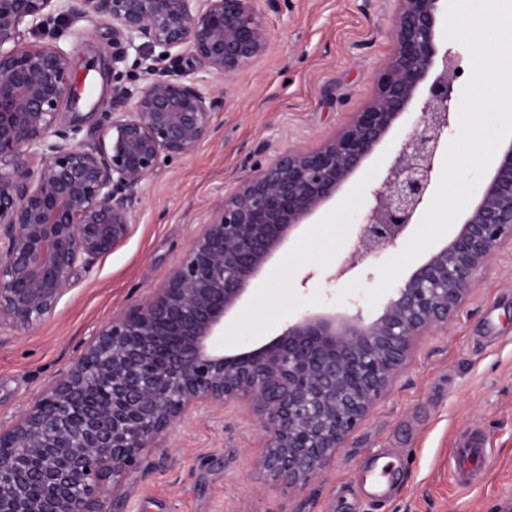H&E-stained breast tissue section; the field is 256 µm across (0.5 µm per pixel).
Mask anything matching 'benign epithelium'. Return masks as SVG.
I'll return each instance as SVG.
<instances>
[{"label": "benign epithelium", "instance_id": "obj_1", "mask_svg": "<svg viewBox=\"0 0 512 512\" xmlns=\"http://www.w3.org/2000/svg\"><path fill=\"white\" fill-rule=\"evenodd\" d=\"M254 2L0 0V329H27L55 311L79 270L130 237L137 189L160 159L193 153L211 133L210 97L159 73L128 94L129 108L97 142L68 143L57 125L61 108L80 99L71 59L58 45L21 42L20 26L96 16L112 22L114 37L145 39L162 58L186 46L201 68L227 79L267 50ZM398 2L373 101L319 147L290 148L253 170L167 278L112 316L0 426V512H104L106 498L190 409L241 402L267 439L259 469L273 484L304 490L360 428L419 337L448 327L512 244V139L454 236L375 319L360 307L308 311L249 351L226 353L221 339L273 256L417 106L420 121L370 192L332 279L407 238L455 119L457 65L436 42L442 0Z\"/></svg>", "mask_w": 512, "mask_h": 512}]
</instances>
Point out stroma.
<instances>
[{
    "label": "stroma",
    "instance_id": "stroma-1",
    "mask_svg": "<svg viewBox=\"0 0 512 512\" xmlns=\"http://www.w3.org/2000/svg\"><path fill=\"white\" fill-rule=\"evenodd\" d=\"M266 52L231 78L172 51L167 74L207 90L211 133L188 156L160 162L138 192L129 239L78 272L38 325L0 332V424L9 425L93 331L148 295L176 267L200 224L241 179L291 147L311 149L372 100L391 52L396 0H256ZM25 42L68 52L81 95L61 128L80 125L92 144L125 93L142 87L157 50L114 38L111 22L59 21L22 30ZM420 118L404 114L335 199L300 228L249 287L224 328L228 351L255 348L308 309L378 316L366 290L396 249L332 280L362 222L363 205L403 136ZM470 432L487 440L478 480L458 481L454 450ZM265 440L248 405L191 410L152 449L107 512H512V247L503 248L447 328L421 337L413 357L333 461L301 491L268 484L256 466Z\"/></svg>",
    "mask_w": 512,
    "mask_h": 512
}]
</instances>
